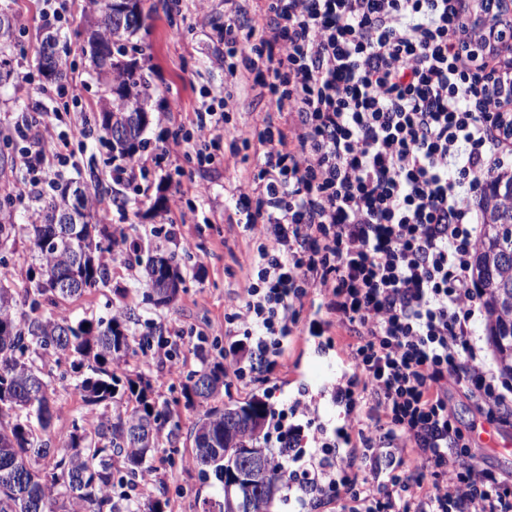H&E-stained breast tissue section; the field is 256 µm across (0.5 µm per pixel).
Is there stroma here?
<instances>
[{"label":"stroma","mask_w":512,"mask_h":512,"mask_svg":"<svg viewBox=\"0 0 512 512\" xmlns=\"http://www.w3.org/2000/svg\"><path fill=\"white\" fill-rule=\"evenodd\" d=\"M86 6V0H71L67 18L50 23L43 16V0H0V8L12 16L15 30L9 53L13 75L0 83V128L11 127L33 108H40V123L66 136L63 151L68 162L57 166L59 179L83 184L96 179L104 193L119 192L123 207L107 205L103 222L111 231L125 232L143 249L112 264L105 286L67 302H43L39 314L45 319L65 315L74 320L106 321L125 302L135 311L129 324L132 336L148 335L157 326L167 334L181 335L179 375L169 376L159 362H146L139 353L129 355L121 370L130 375L145 373L154 399L171 403L180 424L177 438H163L156 456L161 463L159 474L168 483V512H202L203 500L216 496L217 490L200 480L197 469L185 464L192 448L190 428L200 409L186 406L181 390L189 375L201 367L194 354L197 331L212 339L224 336V313L239 287V264L253 246L233 221L237 189L252 182L257 167L250 149L233 152L222 147L219 159L205 168L197 165L194 150L166 157L160 150L173 136L195 138V111L206 95L229 94L237 134L249 139L261 122L260 110L266 102L255 92H243L224 82V67L218 61L222 47L211 38L208 25L209 18L223 17L224 0H206L199 10L192 0H142L147 28L135 38L140 50L134 58L152 94L151 120L143 134L146 145L136 154L145 167L136 171L131 181L114 185L110 174L113 164L101 138L71 134L64 119L65 114L76 112L94 116L107 96L98 68L84 52L81 21ZM48 29L58 33L69 51L68 93L62 98L44 94L45 81L37 68L41 40ZM174 226L189 239V246L170 238ZM152 242L182 258L184 291L170 308L154 307L146 298V247ZM36 255L29 234L22 230L7 249L0 251V275L7 277L12 288L24 290ZM119 288L127 290V300L116 296ZM47 363L55 378L52 405L58 415L56 429L63 433L84 410L73 388L67 356H50ZM318 370L312 357L292 353L268 381L245 384L225 379L219 401L235 404L263 394L270 406L280 409L299 397L301 384L313 383Z\"/></svg>","instance_id":"35a3bbf8"}]
</instances>
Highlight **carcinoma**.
Wrapping results in <instances>:
<instances>
[{
  "instance_id": "carcinoma-1",
  "label": "carcinoma",
  "mask_w": 512,
  "mask_h": 512,
  "mask_svg": "<svg viewBox=\"0 0 512 512\" xmlns=\"http://www.w3.org/2000/svg\"><path fill=\"white\" fill-rule=\"evenodd\" d=\"M84 22L90 58L105 73L110 93L100 108L102 140L112 160H130L145 145L142 135L149 123L148 83L136 62L127 59L124 45L145 28L140 0H90ZM13 37L11 19L0 12V56ZM37 65L47 81L58 83L66 76L67 61L55 51L39 52ZM499 183L512 184V173L487 183L485 232L474 250L473 274L483 288L489 337L503 369L512 374V204L495 194ZM36 215L28 233L39 264L28 271L34 287L26 289L25 321L17 319L13 289L0 284V512H131L140 504L138 477L158 453L161 433L172 436L178 425L169 404L149 396L150 380L142 375L126 379L132 408L108 412L130 348L131 310L106 323L38 315L45 299L79 298L107 283L103 256L110 246L103 242H112V235L89 204L87 186L61 188ZM16 232L17 225L0 208V249ZM146 270L154 304L173 305L185 283L178 255L152 256ZM217 347L215 340L212 348ZM210 349L196 347L201 369L182 388L187 405H206L191 429L189 463L219 489L210 500L211 512H276L292 489L286 462L278 461L265 486L229 480L241 449L273 454L264 433L269 406L259 395L241 404H210L224 387V351L213 356ZM51 352L72 358V371L79 374L75 389L95 418L88 427L73 421L59 448L50 447L56 415L45 356ZM148 502V512H166L170 499L164 481Z\"/></svg>"
}]
</instances>
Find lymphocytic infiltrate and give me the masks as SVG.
Masks as SVG:
<instances>
[{
  "instance_id": "lymphocytic-infiltrate-1",
  "label": "lymphocytic infiltrate",
  "mask_w": 512,
  "mask_h": 512,
  "mask_svg": "<svg viewBox=\"0 0 512 512\" xmlns=\"http://www.w3.org/2000/svg\"><path fill=\"white\" fill-rule=\"evenodd\" d=\"M211 19L224 69L272 107L255 136L258 173L236 223L254 243L224 315L225 376L267 380L283 365L301 310L319 296L347 356L336 396L367 408L349 455L304 452L317 405L277 412L278 448L297 483L339 512H512V475L471 460L448 403L468 395L487 420L512 415L476 323L471 274L486 181L512 171V135L497 124L495 64L474 66L458 0H241ZM66 157L52 131L16 165L34 194ZM344 467H336L337 456Z\"/></svg>"
}]
</instances>
